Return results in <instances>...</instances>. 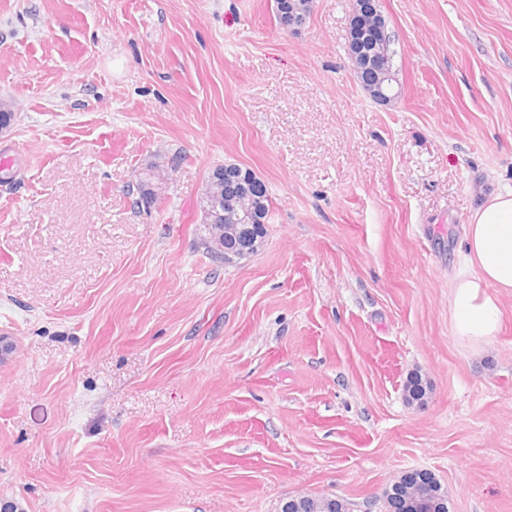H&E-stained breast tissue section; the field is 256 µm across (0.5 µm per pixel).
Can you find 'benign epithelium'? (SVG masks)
<instances>
[{"label": "benign epithelium", "mask_w": 512, "mask_h": 512, "mask_svg": "<svg viewBox=\"0 0 512 512\" xmlns=\"http://www.w3.org/2000/svg\"><path fill=\"white\" fill-rule=\"evenodd\" d=\"M311 6L312 0H281L280 25L291 32L300 29L306 23ZM366 13L377 19V30L381 36H389L388 21L380 9L379 0H357L349 23L348 43L367 58L364 73L359 75L358 82L375 100L388 104L399 97L400 82L387 60L379 57L377 48L367 49L362 45L365 28L361 27L360 21ZM222 181L224 173L221 172L201 197V223L206 225L208 234L200 243L205 250L219 256L224 264L233 265L254 254L256 244L243 236L240 225L228 223L227 215L224 214ZM253 204L252 185L244 179L239 182L232 208L237 216L245 217L252 212ZM409 507L411 512H438L443 507V497L436 491L418 490L409 502Z\"/></svg>", "instance_id": "7a95c632"}]
</instances>
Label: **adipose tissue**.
I'll use <instances>...</instances> for the list:
<instances>
[{
	"label": "adipose tissue",
	"mask_w": 512,
	"mask_h": 512,
	"mask_svg": "<svg viewBox=\"0 0 512 512\" xmlns=\"http://www.w3.org/2000/svg\"><path fill=\"white\" fill-rule=\"evenodd\" d=\"M465 247L475 271L454 285L453 329L477 348L500 330L495 289L512 290V189L489 195L473 212L465 230Z\"/></svg>",
	"instance_id": "adipose-tissue-1"
}]
</instances>
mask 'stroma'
Masks as SVG:
<instances>
[{
    "label": "stroma",
    "instance_id": "1",
    "mask_svg": "<svg viewBox=\"0 0 512 512\" xmlns=\"http://www.w3.org/2000/svg\"><path fill=\"white\" fill-rule=\"evenodd\" d=\"M380 6L387 105L347 55L354 0L295 33L274 0H0V506L380 512L423 469L448 512H512V292L477 349L451 305L464 224L512 188V0ZM225 163L272 200L233 266L199 245ZM243 172H247L249 180L256 182V195L257 199L255 201V211L254 214L251 215L249 221L253 225V231H248L247 234L252 237H256V243L261 246L266 236V225L262 223L265 219L267 223L270 219V208H271V197L269 190L263 180L257 177L251 170L244 169L241 167ZM250 224V225H251ZM433 483L437 486V488H440L442 493L444 494V491L440 485V483L437 481L434 474L431 472L425 471V470H412L410 471V475L407 476V478L404 479V482L399 484V480L394 481L390 486H396L393 487L391 490L392 495L388 496V493L385 491L384 497L391 503L392 508L394 509H388V504L384 503V507L382 511L385 512H407L404 508L405 506V500L408 497V491L409 488L412 487L414 484H429Z\"/></svg>",
    "mask_w": 512,
    "mask_h": 512
}]
</instances>
